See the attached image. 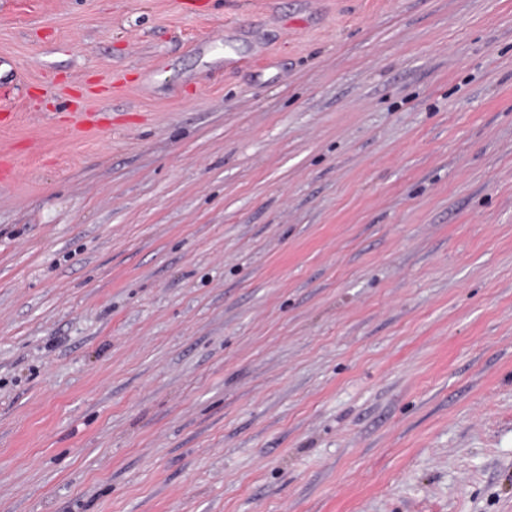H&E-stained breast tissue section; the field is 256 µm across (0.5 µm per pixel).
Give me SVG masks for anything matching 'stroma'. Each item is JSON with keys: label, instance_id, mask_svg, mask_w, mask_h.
I'll return each instance as SVG.
<instances>
[{"label": "stroma", "instance_id": "1", "mask_svg": "<svg viewBox=\"0 0 512 512\" xmlns=\"http://www.w3.org/2000/svg\"><path fill=\"white\" fill-rule=\"evenodd\" d=\"M0 512H512V0H0Z\"/></svg>", "mask_w": 512, "mask_h": 512}]
</instances>
